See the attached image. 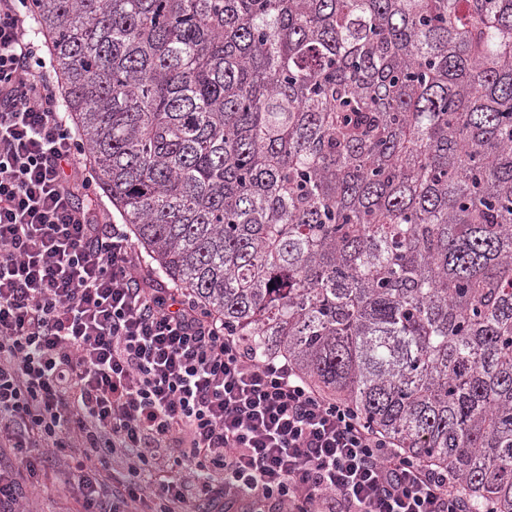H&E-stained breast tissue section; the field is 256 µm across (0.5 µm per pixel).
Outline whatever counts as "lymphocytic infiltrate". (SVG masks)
I'll return each instance as SVG.
<instances>
[{
  "instance_id": "1",
  "label": "lymphocytic infiltrate",
  "mask_w": 512,
  "mask_h": 512,
  "mask_svg": "<svg viewBox=\"0 0 512 512\" xmlns=\"http://www.w3.org/2000/svg\"><path fill=\"white\" fill-rule=\"evenodd\" d=\"M29 4L0 0V512L56 468L82 512H470L448 470L155 285Z\"/></svg>"
}]
</instances>
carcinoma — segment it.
Listing matches in <instances>:
<instances>
[{
    "label": "carcinoma",
    "instance_id": "carcinoma-1",
    "mask_svg": "<svg viewBox=\"0 0 512 512\" xmlns=\"http://www.w3.org/2000/svg\"><path fill=\"white\" fill-rule=\"evenodd\" d=\"M159 277L512 512V0H31Z\"/></svg>",
    "mask_w": 512,
    "mask_h": 512
}]
</instances>
